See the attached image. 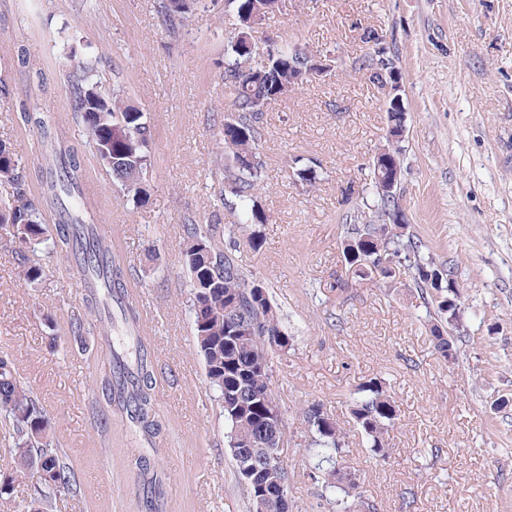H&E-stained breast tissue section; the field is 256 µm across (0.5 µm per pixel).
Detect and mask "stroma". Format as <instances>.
<instances>
[{"mask_svg":"<svg viewBox=\"0 0 512 512\" xmlns=\"http://www.w3.org/2000/svg\"><path fill=\"white\" fill-rule=\"evenodd\" d=\"M157 0H0V141L13 143L38 186L47 224L67 222L71 197L55 193V149L41 130L15 122L42 113L69 128L64 59L94 64L106 87L123 89L156 127L150 200L141 208L87 160L99 215L113 225L112 251L139 308L141 336L157 367L156 452L165 512H247L224 447V418L193 348L187 278L179 264L184 224L219 222L238 237L219 201L216 169L233 91L224 59L234 17L224 0H202L169 32ZM382 32L402 74L406 134L399 203L426 253L462 283L458 360L437 353L425 309L404 267L379 285L354 282L342 254L369 159L386 143L387 97L357 60L366 29ZM326 56L332 69L263 114L262 179L254 193L267 216L263 246H239L244 271L265 281L294 338L273 356L274 385L288 418L283 457L292 512H332L312 479L298 411L322 403L349 436L347 463L379 512H512V0H281L255 32ZM36 58L18 62L19 48ZM314 166L308 187L294 160ZM357 194L348 196L347 186ZM39 285L18 277L0 243V358L11 362L47 413L75 463L81 493L59 512H139L136 442L120 418L108 437L94 422L106 345L68 347V321L82 303L75 266L42 244ZM348 281L337 293V280ZM386 380L399 409L394 451L378 460L349 415L358 385Z\"/></svg>","mask_w":512,"mask_h":512,"instance_id":"obj_1","label":"stroma"}]
</instances>
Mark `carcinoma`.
Returning a JSON list of instances; mask_svg holds the SVG:
<instances>
[{"instance_id":"carcinoma-1","label":"carcinoma","mask_w":512,"mask_h":512,"mask_svg":"<svg viewBox=\"0 0 512 512\" xmlns=\"http://www.w3.org/2000/svg\"><path fill=\"white\" fill-rule=\"evenodd\" d=\"M200 0H158V13L174 28L186 20ZM235 17L239 33L248 31L246 22L258 11L274 13L272 0H225ZM306 65L288 45L272 39L263 45L231 38L224 63V83L234 90L230 111L224 113L222 141L224 164L219 170V200L238 223L255 226L267 222L266 214L253 201V191L262 176L264 162L258 151L257 120L269 106L280 101L278 93L288 72ZM70 122L82 133L81 143L64 149L56 159L59 189L70 196L84 178V156L96 158L99 166L121 186L136 207L150 198L147 173L155 126L144 112L130 104L123 90L103 87L96 68L87 61L72 66ZM96 110L90 120L85 109ZM391 160L378 155L368 167L373 198L364 206L376 217L390 216L399 206L398 198L387 194L381 183L388 177ZM12 189L8 202L0 206V231L18 246L21 256L19 277L36 284L46 270L32 264L26 248L51 234L52 253L61 259L78 260L80 274L88 283L83 295L85 309L92 313L101 305L100 294L117 298L121 320L135 327L140 315L129 297L124 270L113 263L112 242L96 231V214L88 205L77 203L71 221L54 225L42 220V211L32 196V175L15 148L0 141V185ZM407 224H361L342 241L346 263L363 282H380L392 277L394 264L404 263L410 280L423 300L435 349L444 361L458 359L456 328L461 323V292L452 272L435 259L423 257L420 240ZM237 241L224 246L214 224L192 222L184 225L180 251L189 278L193 341L206 376L224 413V447L235 466L249 512H290L291 481L287 465L273 461L271 468H259L250 478L243 467L261 462L263 445L286 434L288 419L272 383L270 353L274 347L292 349L293 338L285 332L280 310L272 302L267 285L247 274L233 250ZM81 315L71 318L69 333L77 347L86 349L88 337ZM155 364L141 339L112 350V362L100 382L105 403L126 414L138 434L147 442L161 432L154 394ZM349 413L374 458H390L393 448L389 431L399 418L398 408L384 380L371 377L361 383ZM311 445L320 462L329 465L323 473L322 496L336 512H351L350 501H358L363 512H376L374 504L360 499L358 480L345 466L349 452L347 432L340 422L324 411L321 403L300 410ZM0 427L12 438L15 470L0 474V498L11 496L18 481L29 482L27 512H55L57 498L73 492L74 469L59 444L49 418L30 390L14 375L10 363L0 359ZM134 468L142 479V507L147 512L162 509V476L155 460L139 456Z\"/></svg>"}]
</instances>
